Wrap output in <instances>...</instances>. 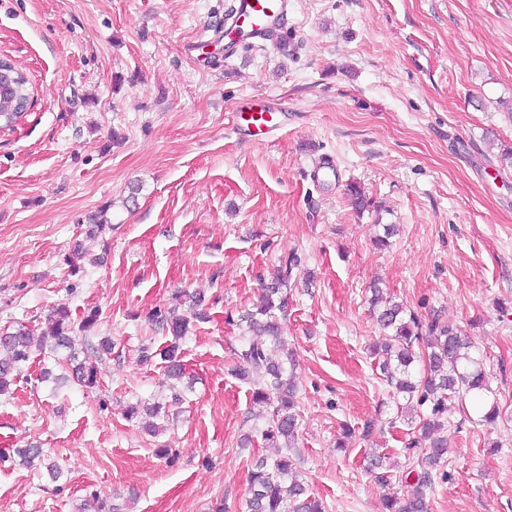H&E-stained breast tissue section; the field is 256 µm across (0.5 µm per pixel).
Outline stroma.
<instances>
[{
    "instance_id": "35a3bbf8",
    "label": "stroma",
    "mask_w": 512,
    "mask_h": 512,
    "mask_svg": "<svg viewBox=\"0 0 512 512\" xmlns=\"http://www.w3.org/2000/svg\"><path fill=\"white\" fill-rule=\"evenodd\" d=\"M228 2L0 0V56L34 96L0 128V331H43L61 303L76 321L99 312L83 345L96 388L56 395L31 377L0 396V449L37 443L63 470L0 462V512H78L89 491L118 512H245L240 438L266 411L233 374L228 319L291 254V457L326 512H383L406 490L410 426L370 353L376 280L463 329L499 407L492 426L470 407L450 415L429 512H512V168L499 162L512 120L497 108L512 101V0H289V56L193 50L223 34ZM249 102L288 110L277 136L232 127ZM101 211L110 229L87 236ZM383 224L399 231L382 249ZM181 290L204 294L206 317L183 342L193 381L173 391L141 352L165 342L152 315ZM142 399L166 405L159 435L126 417ZM375 453L388 485L366 471Z\"/></svg>"
}]
</instances>
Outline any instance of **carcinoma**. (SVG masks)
Returning a JSON list of instances; mask_svg holds the SVG:
<instances>
[{
	"label": "carcinoma",
	"mask_w": 512,
	"mask_h": 512,
	"mask_svg": "<svg viewBox=\"0 0 512 512\" xmlns=\"http://www.w3.org/2000/svg\"><path fill=\"white\" fill-rule=\"evenodd\" d=\"M0 64L17 78V98L0 104V125L11 127L28 108L31 87L26 74L10 59L5 57ZM346 191L356 211L369 206L359 185L351 182ZM299 263L298 257H289L276 278L264 285L260 301L237 318L244 336L235 351V375L253 385L254 401L268 407V418L261 429L263 441L287 451L295 447L298 437V384L295 354L281 334L276 312L285 309L284 289L288 288L293 267ZM370 304L383 331L382 341L375 349L380 374L395 394L406 399V405H425L429 410L419 417L407 443V448L421 450L415 482L405 495L384 498L383 507L385 512H429L425 489L433 483V472L448 461V410L455 399L477 398L489 392L487 377L481 364L470 358L471 341L461 329L442 324L436 317L427 323L422 321L376 285L371 288ZM97 317L98 313L91 311L76 325L68 307L62 304L54 310L48 332L38 338L23 325L12 332H0V396L10 393L11 386L30 368L36 350L75 364L74 379L85 388L96 387L97 368L91 361H78V346L79 334L93 328ZM155 318L159 328L171 336L159 355L166 362L165 376L174 390L185 376L181 340L188 332L189 320L173 310H158ZM420 343L424 346V363L422 373L416 376L411 366L417 358L414 346ZM141 412L148 417L146 430L158 433L159 420L167 417L164 406L158 401L132 406L128 416ZM11 458L28 468H46L54 481L61 475L38 445L14 448ZM246 509L247 512H324L322 502L311 495L286 453L254 458L248 475Z\"/></svg>",
	"instance_id": "1"
}]
</instances>
